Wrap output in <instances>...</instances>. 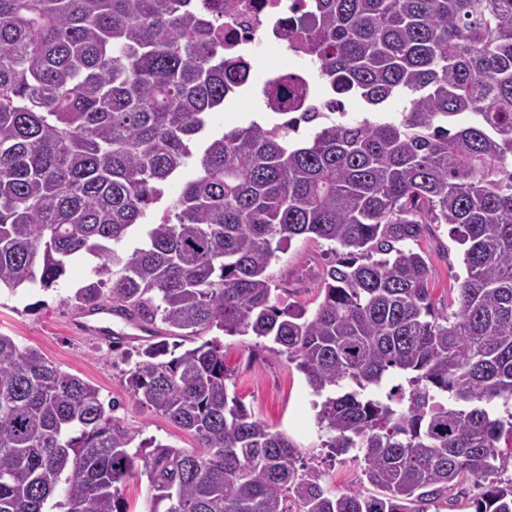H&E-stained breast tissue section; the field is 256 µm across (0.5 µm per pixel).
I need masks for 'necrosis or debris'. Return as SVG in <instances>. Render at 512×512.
<instances>
[{
  "instance_id": "necrosis-or-debris-1",
  "label": "necrosis or debris",
  "mask_w": 512,
  "mask_h": 512,
  "mask_svg": "<svg viewBox=\"0 0 512 512\" xmlns=\"http://www.w3.org/2000/svg\"><path fill=\"white\" fill-rule=\"evenodd\" d=\"M300 0H224V32L233 50L246 61L249 80L241 92L257 88L271 112L288 115V133L300 130L299 112L316 107L322 112L334 111L332 98L324 94L311 59L296 49L288 32L289 20L302 15ZM277 49L278 64L260 67L262 55ZM294 68L296 84L285 88L287 68Z\"/></svg>"
}]
</instances>
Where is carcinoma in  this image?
<instances>
[{"label":"carcinoma","mask_w":512,"mask_h":512,"mask_svg":"<svg viewBox=\"0 0 512 512\" xmlns=\"http://www.w3.org/2000/svg\"><path fill=\"white\" fill-rule=\"evenodd\" d=\"M306 10L294 39L368 115L304 112L319 128L296 143L272 123L210 131L239 68L224 0H0V288L49 289L91 256L82 310L272 341L318 398L322 447L381 493L331 494L229 395L215 338L150 343L126 372L188 450L132 447L98 387L0 333V512H129L140 473L145 512H427L467 479L471 512H512V0ZM397 97L400 117L372 116ZM432 224L465 246L450 312L414 248ZM298 237L336 255L311 315L274 301ZM122 489L130 510H134L133 512H142L145 510L148 493V480L146 475L138 474L136 478L130 480L126 487L123 486Z\"/></svg>","instance_id":"carcinoma-1"}]
</instances>
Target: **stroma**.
Instances as JSON below:
<instances>
[{"label": "stroma", "mask_w": 512, "mask_h": 512, "mask_svg": "<svg viewBox=\"0 0 512 512\" xmlns=\"http://www.w3.org/2000/svg\"><path fill=\"white\" fill-rule=\"evenodd\" d=\"M265 120L263 104L253 96L214 112L211 125L218 133ZM420 246L431 268L436 303L447 308L465 275L462 248L446 224L432 225ZM333 259L328 244L321 240L300 237L284 246L272 268L275 277L288 284L287 292L279 293V302L314 312L320 302L317 275ZM90 277V264L80 263L70 265L60 283L48 290L1 289L0 333L13 337L21 346L40 350L61 370L97 386L103 398L117 402L116 417L139 430L141 439H155L176 448L196 447L191 433L142 404L126 387L129 354L147 343L149 334L108 315L103 316L102 323L124 336L121 347L111 346L85 330L84 319L71 297ZM221 341L229 393L241 398L247 409L273 430L288 434L303 459L318 466L322 483L331 492L357 489L375 494V487L363 473V462L352 460L347 454L333 457L321 448L316 412L305 378L276 345L250 335H225Z\"/></svg>", "instance_id": "35a3bbf8"}]
</instances>
